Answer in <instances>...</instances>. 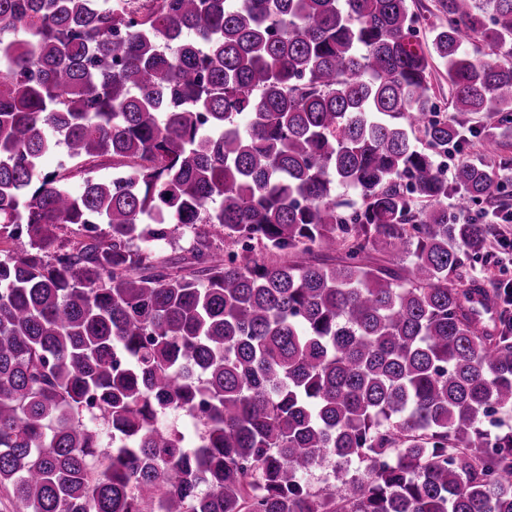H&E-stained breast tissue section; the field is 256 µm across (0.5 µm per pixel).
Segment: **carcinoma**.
I'll return each mask as SVG.
<instances>
[{"instance_id": "carcinoma-1", "label": "carcinoma", "mask_w": 512, "mask_h": 512, "mask_svg": "<svg viewBox=\"0 0 512 512\" xmlns=\"http://www.w3.org/2000/svg\"><path fill=\"white\" fill-rule=\"evenodd\" d=\"M409 2L0 0V487L23 512H512V431L485 426L512 413V313L465 274L491 227L446 204L506 209L509 162L448 187L465 135L432 82L439 61L507 147L512 0ZM181 228L178 256L140 246Z\"/></svg>"}]
</instances>
